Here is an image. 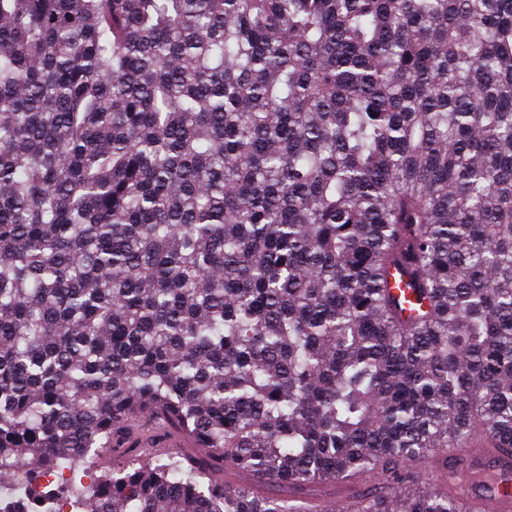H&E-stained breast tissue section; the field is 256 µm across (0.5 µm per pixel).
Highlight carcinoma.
<instances>
[{"instance_id": "carcinoma-1", "label": "carcinoma", "mask_w": 512, "mask_h": 512, "mask_svg": "<svg viewBox=\"0 0 512 512\" xmlns=\"http://www.w3.org/2000/svg\"><path fill=\"white\" fill-rule=\"evenodd\" d=\"M144 415L190 447L125 445ZM481 436L512 449V0H0V512L360 475L341 512H470L410 467Z\"/></svg>"}]
</instances>
